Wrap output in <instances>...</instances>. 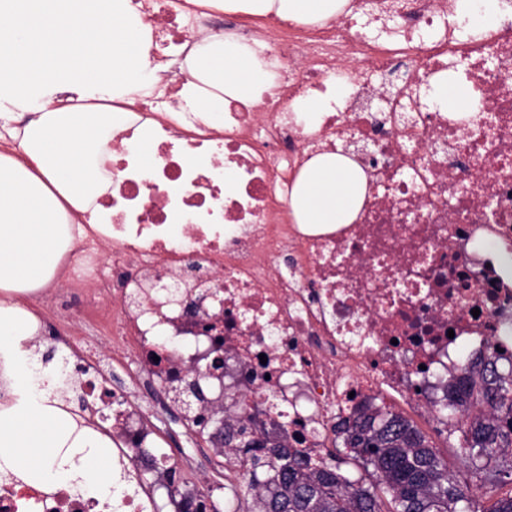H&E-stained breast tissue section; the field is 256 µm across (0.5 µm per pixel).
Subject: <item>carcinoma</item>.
<instances>
[{
	"label": "carcinoma",
	"mask_w": 512,
	"mask_h": 512,
	"mask_svg": "<svg viewBox=\"0 0 512 512\" xmlns=\"http://www.w3.org/2000/svg\"><path fill=\"white\" fill-rule=\"evenodd\" d=\"M451 414H440L448 447L463 459L491 502L468 496L426 436L401 416L363 407L337 425L342 447L320 465L284 446L247 440L224 424L251 500L234 512H512V365L463 372L448 382ZM176 512H219L187 492Z\"/></svg>",
	"instance_id": "obj_1"
}]
</instances>
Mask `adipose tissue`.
I'll use <instances>...</instances> for the list:
<instances>
[{
    "mask_svg": "<svg viewBox=\"0 0 512 512\" xmlns=\"http://www.w3.org/2000/svg\"><path fill=\"white\" fill-rule=\"evenodd\" d=\"M252 16L274 14L298 24L328 19L348 0H194ZM152 33L129 0H0V119L30 115L11 129L20 153L0 152V352L35 335L37 321L19 295L48 284L71 224L103 193L97 177L110 155L97 148L111 133L112 115L99 101L150 90L158 81ZM193 82L183 95L206 124L224 125L229 101H259L271 79L255 52L237 41L210 42L188 58ZM367 191L366 176L351 158L321 154L298 177L290 206L296 223L337 228L353 223ZM23 362L0 365V478L48 485L72 481L55 461L60 449H84L83 490L107 500L122 480L104 453L110 438L95 439L91 425L61 398H16L27 378Z\"/></svg>",
    "mask_w": 512,
    "mask_h": 512,
    "instance_id": "obj_1",
    "label": "adipose tissue"
}]
</instances>
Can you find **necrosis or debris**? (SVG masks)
<instances>
[{"label": "necrosis or debris", "mask_w": 512, "mask_h": 512, "mask_svg": "<svg viewBox=\"0 0 512 512\" xmlns=\"http://www.w3.org/2000/svg\"><path fill=\"white\" fill-rule=\"evenodd\" d=\"M140 2L154 37L181 55L201 49L200 34H231L284 77L253 105L231 103L220 130L182 98L187 70L120 102L125 126L100 143L110 187L95 202L110 221L83 225L37 292L59 372L82 365L81 394L112 409L124 474L142 471L152 444L130 402L143 387L198 383L206 413L317 461L340 417L379 401L430 419L473 359L512 358V279L484 249L512 248V16L471 34L454 0H358L393 21L368 36L342 14L250 25L181 0ZM458 72L473 114L396 101L400 86L428 98L434 78ZM335 84L343 105L292 112ZM144 124L148 170L133 138ZM340 142L360 145L362 208L337 230L306 231L290 207L296 178ZM74 293L86 335L50 330L49 306ZM98 344L125 354L130 382L108 381ZM97 505L64 484L0 483V512Z\"/></svg>", "instance_id": "1"}]
</instances>
